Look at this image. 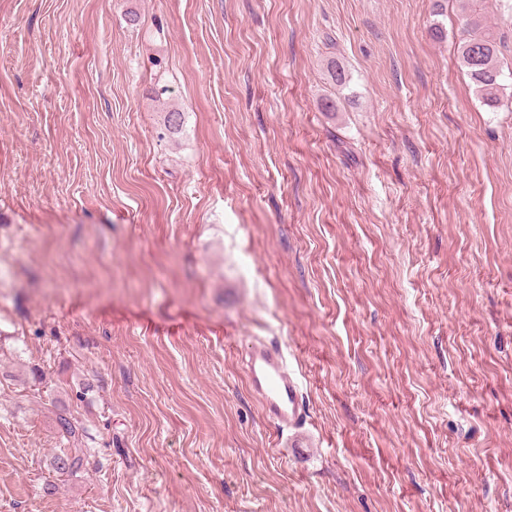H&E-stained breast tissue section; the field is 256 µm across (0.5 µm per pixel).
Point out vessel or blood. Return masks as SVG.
<instances>
[{"mask_svg": "<svg viewBox=\"0 0 512 512\" xmlns=\"http://www.w3.org/2000/svg\"><path fill=\"white\" fill-rule=\"evenodd\" d=\"M243 365L264 417L279 429L290 430L291 442L303 447L300 385L288 367V357L281 345L261 339L252 341L244 350Z\"/></svg>", "mask_w": 512, "mask_h": 512, "instance_id": "1", "label": "vessel or blood"}]
</instances>
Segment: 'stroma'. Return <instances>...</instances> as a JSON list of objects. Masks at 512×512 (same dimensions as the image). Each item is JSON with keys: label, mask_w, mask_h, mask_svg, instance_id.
I'll use <instances>...</instances> for the list:
<instances>
[{"label": "stroma", "mask_w": 512, "mask_h": 512, "mask_svg": "<svg viewBox=\"0 0 512 512\" xmlns=\"http://www.w3.org/2000/svg\"><path fill=\"white\" fill-rule=\"evenodd\" d=\"M458 14L0 0V512H512V0L495 108ZM242 359L247 382L264 417L282 432L293 431L291 447H311L303 442L305 436L301 433L304 410L300 385L288 367V357L281 345L254 340L246 346ZM56 424L60 438L64 439L71 448H63L59 454H54L50 464L61 476L76 475L90 465V455L87 450L79 448L82 445L85 430L73 414L66 410L57 413Z\"/></svg>", "instance_id": "obj_1"}]
</instances>
